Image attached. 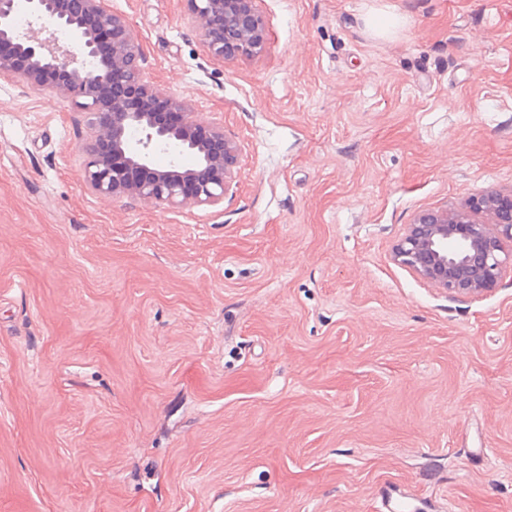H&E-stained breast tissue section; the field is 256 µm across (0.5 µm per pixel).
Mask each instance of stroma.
I'll return each mask as SVG.
<instances>
[{"mask_svg":"<svg viewBox=\"0 0 512 512\" xmlns=\"http://www.w3.org/2000/svg\"><path fill=\"white\" fill-rule=\"evenodd\" d=\"M107 4L241 164L217 209L90 195L85 114L0 79V512H512V266L393 259L512 189V0H256L224 61ZM393 258L448 293L492 291L512 262V190L417 214L394 245Z\"/></svg>","mask_w":512,"mask_h":512,"instance_id":"stroma-1","label":"stroma"}]
</instances>
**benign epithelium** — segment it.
Here are the masks:
<instances>
[{"label": "benign epithelium", "instance_id": "1", "mask_svg": "<svg viewBox=\"0 0 512 512\" xmlns=\"http://www.w3.org/2000/svg\"><path fill=\"white\" fill-rule=\"evenodd\" d=\"M192 23L216 59L255 57L265 31L255 0H187ZM18 0H0V76L46 89L87 116L82 181L93 195L154 207L224 205L241 161L224 128L195 117L190 104L163 94L147 77L142 46L129 22L106 0H27L34 23L15 26ZM66 30L72 45L44 36L47 26ZM108 48H100V34ZM180 116L161 123L155 105ZM174 145L192 158L157 167L153 154ZM512 190L487 191L461 206L416 215L393 247L394 260L451 294L490 292L512 262Z\"/></svg>", "mask_w": 512, "mask_h": 512}]
</instances>
